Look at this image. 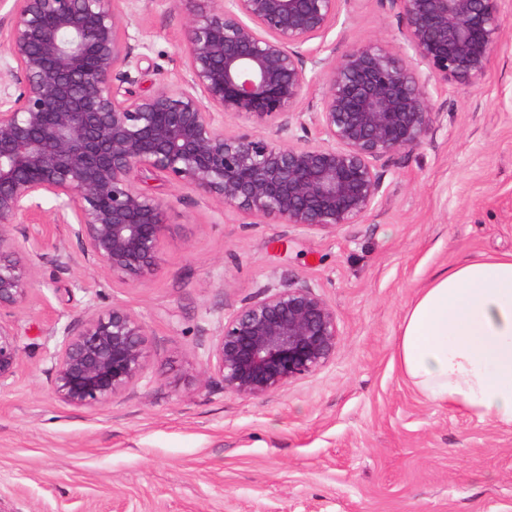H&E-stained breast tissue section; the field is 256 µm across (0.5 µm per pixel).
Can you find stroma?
<instances>
[{
  "label": "stroma",
  "mask_w": 512,
  "mask_h": 512,
  "mask_svg": "<svg viewBox=\"0 0 512 512\" xmlns=\"http://www.w3.org/2000/svg\"><path fill=\"white\" fill-rule=\"evenodd\" d=\"M134 87H178L185 15L126 0ZM379 0H354L325 45L392 44ZM412 148L381 159L386 192L354 224L319 230L246 215L161 176L159 268L137 286L86 265L56 199L36 201L50 244L34 287L0 314L22 350L0 386V497L16 512H512V428L426 400L396 347L419 288L460 261L512 254V26L488 75L449 85ZM308 286L339 343L316 372L258 398L203 381L224 320L271 288ZM122 305L147 326L142 378L98 407L52 391L53 331Z\"/></svg>",
  "instance_id": "stroma-1"
}]
</instances>
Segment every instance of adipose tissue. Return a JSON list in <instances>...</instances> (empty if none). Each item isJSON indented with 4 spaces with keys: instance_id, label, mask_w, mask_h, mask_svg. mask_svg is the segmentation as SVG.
<instances>
[{
    "instance_id": "obj_1",
    "label": "adipose tissue",
    "mask_w": 512,
    "mask_h": 512,
    "mask_svg": "<svg viewBox=\"0 0 512 512\" xmlns=\"http://www.w3.org/2000/svg\"><path fill=\"white\" fill-rule=\"evenodd\" d=\"M397 359L427 400L512 427V255L455 264L420 289Z\"/></svg>"
}]
</instances>
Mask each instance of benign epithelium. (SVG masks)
<instances>
[{
  "label": "benign epithelium",
  "instance_id": "7a95c632",
  "mask_svg": "<svg viewBox=\"0 0 512 512\" xmlns=\"http://www.w3.org/2000/svg\"><path fill=\"white\" fill-rule=\"evenodd\" d=\"M120 0H14L0 19V312L33 287L27 260L50 239L27 225L33 200L59 201L86 264L127 284L156 270L166 203L148 174L253 217L334 230L385 194L376 162L418 145L448 83L473 84L512 21L505 0H380L397 20V48L370 41L322 56L351 0H204L184 29L186 75L141 94L124 71L133 14ZM318 46L308 47L314 40ZM313 84L320 98L300 101ZM275 121L287 137L224 134V117ZM297 127L302 135L290 136ZM144 321L114 305L60 330L52 389L78 407L105 405L150 361ZM340 330L308 286L277 288L233 311L201 372L224 390L262 397L323 367ZM21 363L0 322V384Z\"/></svg>",
  "mask_w": 512,
  "mask_h": 512
}]
</instances>
